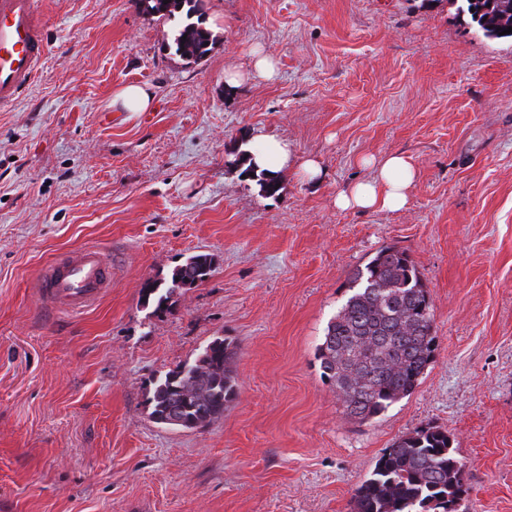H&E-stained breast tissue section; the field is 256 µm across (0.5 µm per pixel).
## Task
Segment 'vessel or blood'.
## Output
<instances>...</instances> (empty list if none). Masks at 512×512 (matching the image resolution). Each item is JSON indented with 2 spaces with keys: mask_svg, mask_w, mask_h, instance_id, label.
I'll list each match as a JSON object with an SVG mask.
<instances>
[{
  "mask_svg": "<svg viewBox=\"0 0 512 512\" xmlns=\"http://www.w3.org/2000/svg\"><path fill=\"white\" fill-rule=\"evenodd\" d=\"M47 47L36 0H0V110L34 81ZM36 286L51 308L85 309L111 288L112 264L96 248L72 251L43 267Z\"/></svg>",
  "mask_w": 512,
  "mask_h": 512,
  "instance_id": "obj_1",
  "label": "vessel or blood"
}]
</instances>
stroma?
I'll use <instances>...</instances> for the list:
<instances>
[{
  "mask_svg": "<svg viewBox=\"0 0 512 512\" xmlns=\"http://www.w3.org/2000/svg\"><path fill=\"white\" fill-rule=\"evenodd\" d=\"M48 53L0 112V512H350L385 448L448 431L465 463L459 512H512V41L455 0H201L211 52L173 45L179 18L137 0H38ZM277 75L236 87L251 48ZM147 85L149 112L112 110ZM318 160L244 176L260 137ZM399 153L417 176L397 211L337 209ZM87 246L112 286L45 310L40 268ZM406 251L433 304L437 350L414 392L359 423L315 358L382 248ZM198 253L206 281L163 308L146 282ZM230 343L221 419L155 423L153 379Z\"/></svg>",
  "mask_w": 512,
  "mask_h": 512,
  "instance_id": "1",
  "label": "stroma"
}]
</instances>
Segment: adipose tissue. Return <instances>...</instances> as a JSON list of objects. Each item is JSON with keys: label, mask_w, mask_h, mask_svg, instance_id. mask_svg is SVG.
<instances>
[{"label": "adipose tissue", "mask_w": 512, "mask_h": 512, "mask_svg": "<svg viewBox=\"0 0 512 512\" xmlns=\"http://www.w3.org/2000/svg\"><path fill=\"white\" fill-rule=\"evenodd\" d=\"M251 163L256 169L274 173L289 169L309 180L322 173L319 162L301 157L292 142L269 136L265 137L263 147L252 153ZM364 164L372 168V177L337 192V208L352 211L405 208L416 176L412 163L403 155L388 154L366 158Z\"/></svg>", "instance_id": "1"}]
</instances>
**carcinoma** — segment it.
Wrapping results in <instances>:
<instances>
[{
  "mask_svg": "<svg viewBox=\"0 0 512 512\" xmlns=\"http://www.w3.org/2000/svg\"><path fill=\"white\" fill-rule=\"evenodd\" d=\"M150 13L170 18L184 9L176 29V52L193 61L208 55L211 32L203 26L197 0H138ZM483 36L511 39L512 0H461ZM209 254H195L175 269L165 288L149 293L162 306L178 288L196 286L212 272ZM351 294L328 323L317 348L321 377L342 393L344 413L371 421L410 395L436 351L430 296L409 255L395 247L379 250L351 277ZM233 352L226 340H212L191 363L152 382L151 417L212 422L237 396L229 369ZM467 493L465 464L451 447L448 432L423 428L396 440L376 461L352 497V512H458Z\"/></svg>",
  "mask_w": 512,
  "mask_h": 512,
  "instance_id": "1",
  "label": "carcinoma"
}]
</instances>
